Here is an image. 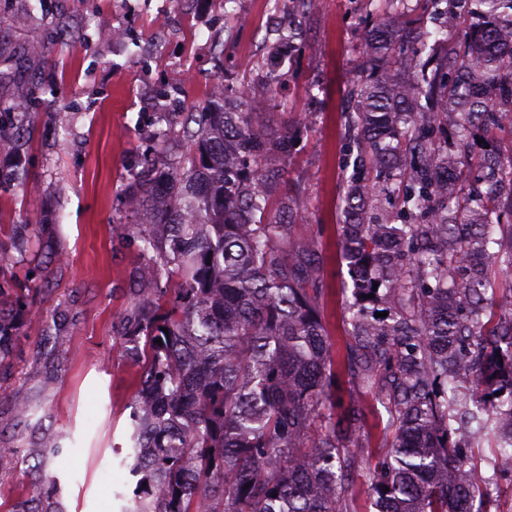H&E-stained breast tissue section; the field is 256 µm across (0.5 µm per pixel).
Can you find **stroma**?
I'll return each instance as SVG.
<instances>
[{"mask_svg":"<svg viewBox=\"0 0 512 512\" xmlns=\"http://www.w3.org/2000/svg\"><path fill=\"white\" fill-rule=\"evenodd\" d=\"M31 2L0 0V123L10 129L0 137V171L21 168L27 181L25 191L0 192V272L29 286L32 305L0 373V512H25L37 484L62 512H121L132 484L115 451L140 377L114 328L130 304L133 266L118 230L131 221L123 194L144 154L171 163L182 151L160 138L157 105L187 112L215 82L232 90L245 77L261 95L275 67L267 109L294 139L288 172L307 204L297 233L322 259L323 320L345 351L352 291L338 224L347 92L375 4L322 0L302 20L301 45L276 65L277 28L294 16L292 0H44L35 10ZM111 26L126 31L125 43L103 38ZM31 83L53 91L25 114L13 98ZM25 127L30 135L15 137ZM40 222L37 253H17L6 226ZM19 388L36 409L27 420L14 405ZM363 403L360 435L377 457L392 442L389 414L376 394ZM51 436L59 447H44Z\"/></svg>","mask_w":512,"mask_h":512,"instance_id":"stroma-1","label":"stroma"}]
</instances>
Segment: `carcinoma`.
Instances as JSON below:
<instances>
[{
    "label": "carcinoma",
    "instance_id": "carcinoma-1",
    "mask_svg": "<svg viewBox=\"0 0 512 512\" xmlns=\"http://www.w3.org/2000/svg\"><path fill=\"white\" fill-rule=\"evenodd\" d=\"M386 2L349 87L345 399L323 267L295 235L305 202L288 183L289 132L247 78L232 99L159 108L186 153L175 166L144 155L125 193L133 223L120 229L140 245L116 333L143 374L123 512H356L359 393L374 389L394 429L365 472L377 512H491L512 477V150L494 146L512 140V0H473L480 22L468 25L461 0H423L442 34L409 0ZM298 38L286 27L279 54ZM477 139L489 145L479 156L466 150ZM43 230L11 225L14 248ZM28 314L25 295L0 286V369ZM484 440L502 449L485 474Z\"/></svg>",
    "mask_w": 512,
    "mask_h": 512
}]
</instances>
